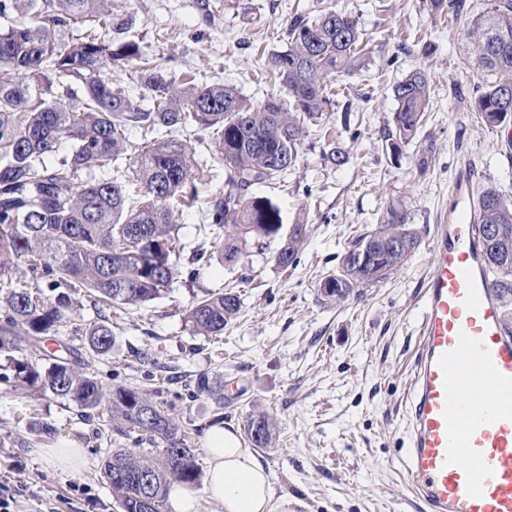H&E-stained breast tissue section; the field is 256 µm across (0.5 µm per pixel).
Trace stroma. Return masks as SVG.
<instances>
[{
    "mask_svg": "<svg viewBox=\"0 0 512 512\" xmlns=\"http://www.w3.org/2000/svg\"><path fill=\"white\" fill-rule=\"evenodd\" d=\"M459 2V11L441 14L430 0H112L113 13L135 16L130 38L164 59L169 77L205 76L256 106L287 95L271 59L287 50L294 15L330 7L362 33V55L309 121L295 167L251 188L279 207L284 227L304 226L295 266L275 264L274 240L225 265L198 207L187 203L177 214L185 245L178 276L159 298L113 315V350L100 355L87 342L98 319L89 298L78 297L63 331L81 368L164 404L199 468L210 426L243 434L251 415L268 414L275 433L259 455L296 512H428L404 483L403 419L432 238L436 225L468 216L485 190L512 201V124H485L475 111L482 79L465 35L490 0ZM419 71L428 75L426 121L394 154V88ZM333 148L347 163L328 159ZM392 209L418 234L413 255L344 303L324 295L320 286L346 250ZM194 267L199 276H190ZM228 285L238 313L223 335H197L189 307ZM160 366L170 378L162 386L151 379ZM202 374L220 380L223 403L188 397L185 382ZM131 445L75 402L0 382V486L14 512H119L103 464L112 449ZM63 446L82 450L80 469L43 459L45 449Z\"/></svg>",
    "mask_w": 512,
    "mask_h": 512,
    "instance_id": "1",
    "label": "stroma"
}]
</instances>
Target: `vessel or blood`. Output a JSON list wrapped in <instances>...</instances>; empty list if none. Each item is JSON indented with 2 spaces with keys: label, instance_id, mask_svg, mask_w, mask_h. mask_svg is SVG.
Returning a JSON list of instances; mask_svg holds the SVG:
<instances>
[{
  "label": "vessel or blood",
  "instance_id": "vessel-or-blood-1",
  "mask_svg": "<svg viewBox=\"0 0 512 512\" xmlns=\"http://www.w3.org/2000/svg\"><path fill=\"white\" fill-rule=\"evenodd\" d=\"M406 437L405 481L432 512H512V333L471 220L433 240Z\"/></svg>",
  "mask_w": 512,
  "mask_h": 512
}]
</instances>
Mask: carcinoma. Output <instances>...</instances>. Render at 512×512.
Returning <instances> with one entry per match:
<instances>
[{
	"instance_id": "1",
	"label": "carcinoma",
	"mask_w": 512,
	"mask_h": 512,
	"mask_svg": "<svg viewBox=\"0 0 512 512\" xmlns=\"http://www.w3.org/2000/svg\"><path fill=\"white\" fill-rule=\"evenodd\" d=\"M0 18L10 21L0 27V380L74 401L133 440L135 448L108 454L104 477L122 512H161L171 482H199L193 450L162 403L122 386L108 389L78 369V354L62 339L76 284L108 311L160 296L179 274L172 261L181 248L175 213L186 201L200 204L226 264H237L249 243L264 246L277 238L275 264L284 270L295 265L303 225L283 231L279 208L248 190L295 166L306 120L330 100L333 77L354 67L361 32L336 10L294 16L288 50L272 58L291 103L275 98L256 108L230 86L169 78L127 38L133 18L112 14L109 0H0ZM74 24L88 30L65 36ZM467 37L485 81L477 112L497 125L498 113H512L501 97L512 86V0H493L472 20ZM134 61L132 79L148 91L147 100L112 88V66ZM395 97L393 147L419 132L428 107L426 73L400 82ZM189 127L211 138L228 169L224 190L215 195L198 188L192 144L172 136ZM134 130L137 143L130 140ZM64 140L71 143L69 155L47 164ZM123 160L132 166V191L109 176ZM476 227L512 331V202L494 189L484 191ZM417 244L405 214L390 211L385 223L347 250L330 275L329 297L343 302L355 289L387 279ZM367 246L366 265L349 262ZM21 263L45 288L13 280ZM238 310L237 295L219 292L194 303L187 319L194 332L219 336ZM86 336L95 352H110L112 316H100ZM247 431L254 446L266 448L273 420L254 415ZM138 476L152 479L150 507L133 494Z\"/></svg>"
}]
</instances>
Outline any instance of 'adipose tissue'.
Wrapping results in <instances>:
<instances>
[{
  "mask_svg": "<svg viewBox=\"0 0 512 512\" xmlns=\"http://www.w3.org/2000/svg\"><path fill=\"white\" fill-rule=\"evenodd\" d=\"M206 493L223 512H290L276 495L257 451L234 427L213 425L206 434Z\"/></svg>",
  "mask_w": 512,
  "mask_h": 512,
  "instance_id": "adipose-tissue-1",
  "label": "adipose tissue"
}]
</instances>
